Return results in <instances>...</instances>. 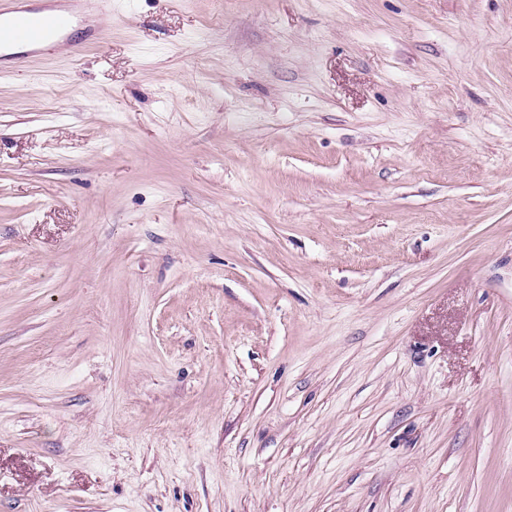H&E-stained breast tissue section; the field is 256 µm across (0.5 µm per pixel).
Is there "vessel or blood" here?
Masks as SVG:
<instances>
[{
  "mask_svg": "<svg viewBox=\"0 0 512 512\" xmlns=\"http://www.w3.org/2000/svg\"><path fill=\"white\" fill-rule=\"evenodd\" d=\"M80 18L104 26L112 20V0H60L41 9L24 0H0V72L18 63V49L40 53L60 42Z\"/></svg>",
  "mask_w": 512,
  "mask_h": 512,
  "instance_id": "obj_1",
  "label": "vessel or blood"
}]
</instances>
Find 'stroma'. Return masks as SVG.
<instances>
[{
    "mask_svg": "<svg viewBox=\"0 0 512 512\" xmlns=\"http://www.w3.org/2000/svg\"><path fill=\"white\" fill-rule=\"evenodd\" d=\"M0 76V512H512V0H112Z\"/></svg>",
    "mask_w": 512,
    "mask_h": 512,
    "instance_id": "1",
    "label": "stroma"
}]
</instances>
